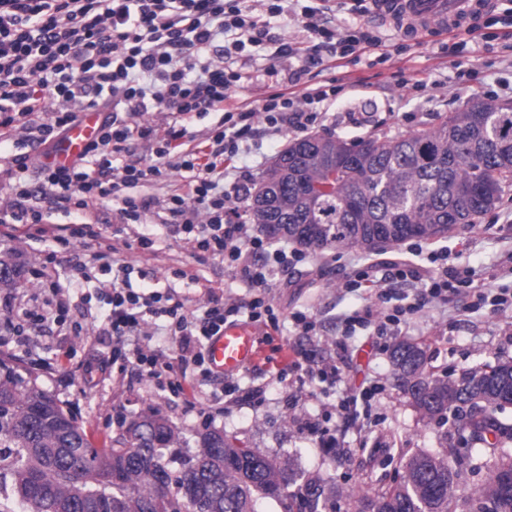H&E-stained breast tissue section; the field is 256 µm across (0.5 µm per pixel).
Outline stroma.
Wrapping results in <instances>:
<instances>
[{
  "instance_id": "stroma-1",
  "label": "stroma",
  "mask_w": 512,
  "mask_h": 512,
  "mask_svg": "<svg viewBox=\"0 0 512 512\" xmlns=\"http://www.w3.org/2000/svg\"><path fill=\"white\" fill-rule=\"evenodd\" d=\"M479 25L481 38L457 44L441 32L413 37L380 24L388 51L384 57L350 56L339 61L332 45H322V65L301 81L305 88L333 85L338 89L322 134L347 140L395 137L435 127L473 98L512 101V0H500L495 12L482 17ZM454 59L478 67L482 85L460 84L450 66ZM398 73L411 81L425 80L426 89L415 92L398 86L394 80ZM350 112L362 114L363 124L350 123L346 118ZM290 138L287 132H262L240 153V165L261 175ZM142 233L153 234L152 251L133 248V240ZM443 244L463 262L492 268L498 255L512 250V189L474 226L450 232ZM109 246L115 247L116 259L133 266V287H173L186 311L198 309L211 294L240 298L245 293L221 261L198 259L176 226L154 214L142 224L104 225L101 238H74L66 245L37 236L0 234V251L16 250L24 261L17 287L0 289V359L22 376L37 377L45 390L63 402L94 445L115 436L122 420L154 408L176 427L183 452H192L201 433L216 428L248 447L295 457L299 473L318 474L335 483L337 495L325 512H355L356 495L390 486L400 477L403 457L441 446V429L419 421L393 378L390 349L396 339L418 343L426 352L428 370L451 378L480 363L512 360V318H491L482 310L468 314L456 308L428 307L400 337L364 336L354 342L344 365L346 385L370 379L384 383L385 389L374 399L367 421L339 417L334 410L335 387L322 384L301 390L277 376L297 350L321 364L335 360L342 315L371 303L369 295L348 293L341 287L356 266L366 263V256L354 250L326 251L277 275L270 296L282 318L280 330L270 335L265 327H258L261 357L235 373L239 391L234 400L222 397L223 377H204L191 370L186 373L184 394L175 398L161 380L140 376L135 365L121 370L100 364L111 350V339L96 333L108 307L94 293L99 282L108 278L97 255ZM80 263L89 268L91 279L79 274ZM177 269L186 271V279L174 278ZM45 274L69 289L67 323L46 321L15 335L17 309L42 306L49 296L41 280ZM296 310L317 319V335H303L293 326L288 316ZM75 323L87 326L88 334L71 337ZM304 420L339 431V445L321 447L316 435L300 431Z\"/></svg>"
}]
</instances>
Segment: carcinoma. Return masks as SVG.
<instances>
[{
    "instance_id": "1",
    "label": "carcinoma",
    "mask_w": 512,
    "mask_h": 512,
    "mask_svg": "<svg viewBox=\"0 0 512 512\" xmlns=\"http://www.w3.org/2000/svg\"><path fill=\"white\" fill-rule=\"evenodd\" d=\"M264 198L252 199L249 223L270 240L302 248L371 254L404 241H438L494 209L512 185V104L473 98L439 126L394 138L348 141L333 135L293 138L263 171ZM23 265L0 252V288L13 287ZM392 365L425 424L451 426L458 444L419 449L395 485L357 498V512H457L466 473L461 445L492 449L512 441L502 409L512 405V361L449 379L426 370L424 350L403 340ZM175 427L157 410L137 416L109 441L87 433L34 379L0 361V494L21 512H320L332 491L320 476L289 490L294 461L249 448L222 430L200 437L185 458ZM112 483L103 481L110 470ZM469 512H512V453L499 456L470 497Z\"/></svg>"
}]
</instances>
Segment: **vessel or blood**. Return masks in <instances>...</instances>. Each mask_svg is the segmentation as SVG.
Segmentation results:
<instances>
[{"mask_svg":"<svg viewBox=\"0 0 512 512\" xmlns=\"http://www.w3.org/2000/svg\"><path fill=\"white\" fill-rule=\"evenodd\" d=\"M496 6L497 0H371L368 16L393 20L403 30L421 36L433 30L470 28ZM101 123L99 112H82L80 120L56 142L49 161L70 164L97 137ZM207 353L212 370L219 373L238 371L259 357L253 329L244 324L226 325L211 338Z\"/></svg>","mask_w":512,"mask_h":512,"instance_id":"1","label":"vessel or blood"}]
</instances>
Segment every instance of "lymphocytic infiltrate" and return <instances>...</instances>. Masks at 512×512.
<instances>
[{
    "mask_svg": "<svg viewBox=\"0 0 512 512\" xmlns=\"http://www.w3.org/2000/svg\"><path fill=\"white\" fill-rule=\"evenodd\" d=\"M328 0H0V147L7 148L10 223L41 238L61 242L47 222L49 213L84 215L71 231L75 237L96 234L98 207L111 201L119 224H137L153 204L136 195L147 183L186 172L181 192L168 195L161 207L180 226L194 253L221 260L225 269L251 292L250 299H211L201 316L183 313L173 295L136 291L130 283L133 266L107 259L119 274L101 291L110 307L102 335L111 337L113 359H133L140 375L165 378L173 396L184 392V374L177 364L193 363L211 375L207 360L210 336L240 317L278 330L280 318L269 298L277 271L306 262V251L271 247L249 235L247 224L229 201L245 190L251 170L237 166L240 146L261 128L305 133L327 118L335 89L315 88L302 96L276 92L256 107L230 104V92L243 77L227 69L230 57L250 58L251 48L271 39L267 17L297 21L309 40L334 43L345 58L383 47L375 28L361 25L365 0H351L352 24L330 28L323 17ZM96 108L105 118L97 138L72 166L31 169L27 148L51 147L79 118L81 107ZM45 113L44 121L34 116ZM158 112L159 124L138 123V116ZM218 112L208 153L184 151L188 123L194 116ZM153 142L152 158L141 165H118L133 141ZM231 189H224L226 176ZM43 191L47 208L31 205ZM404 260L386 266L375 279L373 264L358 266L344 281L346 291L368 293L373 306L344 315L339 350H348L358 332L374 330L395 336L410 326L427 305L445 306L468 300L470 309L492 315L512 314V289L490 288L484 270L448 262L447 248L404 245ZM264 263H256V256ZM413 282L414 295L387 290L391 280ZM175 343L176 357L140 347L127 349L130 337L143 333L157 319Z\"/></svg>",
    "mask_w": 512,
    "mask_h": 512,
    "instance_id": "obj_1",
    "label": "lymphocytic infiltrate"
}]
</instances>
